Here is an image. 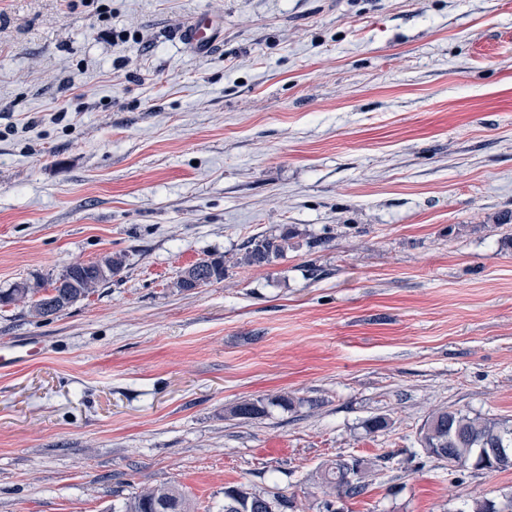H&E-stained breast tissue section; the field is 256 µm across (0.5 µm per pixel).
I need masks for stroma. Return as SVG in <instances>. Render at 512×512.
Masks as SVG:
<instances>
[{
  "label": "stroma",
  "instance_id": "35a3bbf8",
  "mask_svg": "<svg viewBox=\"0 0 512 512\" xmlns=\"http://www.w3.org/2000/svg\"><path fill=\"white\" fill-rule=\"evenodd\" d=\"M260 235L289 241L244 264ZM115 253L56 315L0 306V512L511 498L419 429L512 418V0H0V290ZM208 256L223 280L176 288ZM349 456L376 476L327 498ZM185 39L190 47L198 53H207L216 43L215 29L212 21L197 19L185 32ZM244 247V263L256 266L272 262L273 258L277 257L282 248L280 244H276L275 241L266 237L262 239L252 237L246 241ZM362 470L353 477L347 475L339 460L326 463L319 473V484L322 492L329 496L354 497L363 492L366 479L374 472L375 464L363 460ZM159 507L161 508L159 510ZM120 512H188L190 505L174 486L161 485L145 489L126 499ZM295 508L293 501L280 494L264 495L242 485L224 490V512H288Z\"/></svg>",
  "mask_w": 512,
  "mask_h": 512
}]
</instances>
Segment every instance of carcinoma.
Segmentation results:
<instances>
[{
	"label": "carcinoma",
	"mask_w": 512,
	"mask_h": 512,
	"mask_svg": "<svg viewBox=\"0 0 512 512\" xmlns=\"http://www.w3.org/2000/svg\"><path fill=\"white\" fill-rule=\"evenodd\" d=\"M244 247V263L256 266L272 262L281 251V245L266 237H252ZM122 265V258L117 255L95 262L72 264L65 271L69 280L67 287L58 286L56 280L47 286L20 282L0 292V305L27 304L33 316L47 318L88 297ZM223 277L222 258L203 259L182 272L176 287L190 291L197 285L206 286ZM266 413V406L258 400L243 401L231 410V414L240 419H257ZM420 435L429 454L463 467L465 463L459 458H471L482 448L512 447V419L472 416L460 409L442 408L428 417ZM373 472V464L365 460L362 470L350 477L340 461L334 460L321 467L320 487L329 496L354 497L363 492L366 479ZM293 509L294 502L280 494L264 495L242 485L224 489V512H291ZM120 512H190V505L178 488L161 485L126 499Z\"/></svg>",
	"instance_id": "carcinoma-1"
}]
</instances>
